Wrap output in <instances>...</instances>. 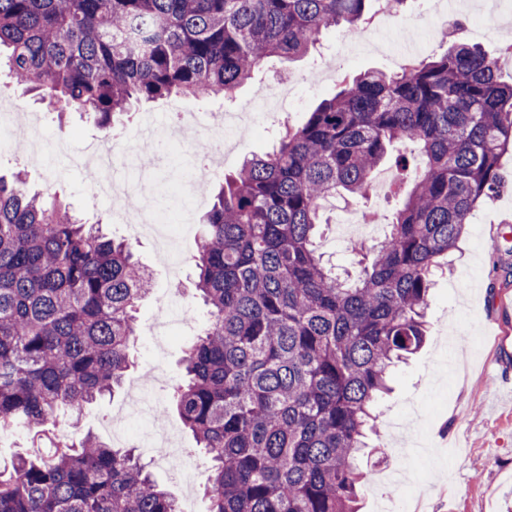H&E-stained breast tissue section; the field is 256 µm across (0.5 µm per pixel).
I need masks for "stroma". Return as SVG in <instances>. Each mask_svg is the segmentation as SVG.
I'll return each mask as SVG.
<instances>
[{"instance_id":"1","label":"stroma","mask_w":512,"mask_h":512,"mask_svg":"<svg viewBox=\"0 0 512 512\" xmlns=\"http://www.w3.org/2000/svg\"><path fill=\"white\" fill-rule=\"evenodd\" d=\"M496 11L501 18L496 39L482 38L484 6L481 0H468L457 15L463 25L462 39L496 52L512 36V0H498ZM314 63L311 55L293 60L269 58L256 79L238 89L234 100L200 99L191 101L190 107L209 113L236 110L240 103L256 99L267 85L308 73ZM376 69H393L391 55L378 48L337 60L334 73L318 83L300 86L301 101L296 108L263 121L238 150L222 156L224 173L235 172L245 155L267 150L285 124L304 123L319 101L335 93L342 75ZM10 96L25 111L38 114L46 130L72 133L74 147L101 136L98 126L79 112L69 111L59 119L19 88H11ZM501 169L509 178L507 187L475 211L448 254L447 270L435 277L423 347L394 372L392 393L362 460L360 512H383L385 479L404 463L390 443L394 422L420 433L428 449L426 457L406 462L420 476L413 491L423 495L426 512H512V405L498 401L501 391L512 389V365L503 362L512 353V337L504 342L498 338L501 327L512 323V304L500 303L504 297L512 301V153L503 156ZM17 170L44 199L60 198L88 222L107 224L114 237L132 239L129 227L113 223L105 203L91 199L79 168L35 165L22 154L0 159V172ZM201 235L202 226L196 223L187 239L177 243L180 266L175 276L163 264L154 235L134 239L152 283L148 296L138 304L141 331L130 349L132 364L125 374V388L68 424L69 433L103 436V423L125 407L129 385L138 382L153 387L157 408L167 411L166 424L176 431L182 447L193 450L202 468H209L207 456L196 448L178 414L169 408L171 391L181 379L184 349L195 333L173 327L169 339L160 345L146 331L157 314V298L168 291L179 290L196 311H203L194 288L193 262Z\"/></svg>"}]
</instances>
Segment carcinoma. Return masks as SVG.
<instances>
[{"label": "carcinoma", "instance_id": "1", "mask_svg": "<svg viewBox=\"0 0 512 512\" xmlns=\"http://www.w3.org/2000/svg\"><path fill=\"white\" fill-rule=\"evenodd\" d=\"M407 0H0L9 81L105 133L146 102L226 98L275 55L359 33ZM424 162L373 258L342 279L315 245L338 194L365 199L392 147ZM512 84L458 44L397 73L348 75L271 151L224 176L200 218L196 289L206 323L171 395L210 459L209 512H359V451L421 346L435 273L472 211L503 185ZM151 275L134 247L0 175V427L48 449L0 468V512H179L133 451L47 437L52 419L113 395Z\"/></svg>", "mask_w": 512, "mask_h": 512}]
</instances>
